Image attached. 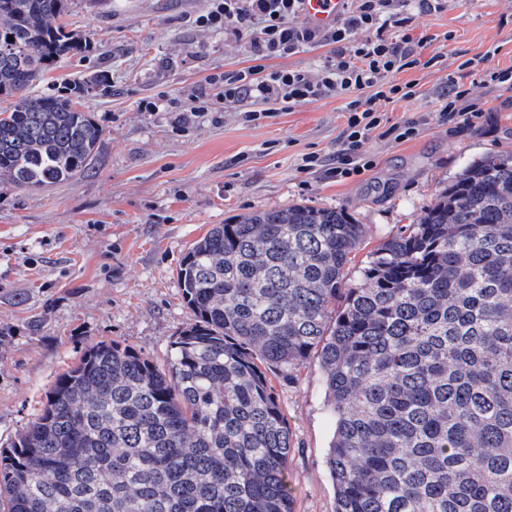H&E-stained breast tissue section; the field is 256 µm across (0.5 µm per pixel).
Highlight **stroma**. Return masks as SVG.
I'll return each mask as SVG.
<instances>
[{
    "mask_svg": "<svg viewBox=\"0 0 512 512\" xmlns=\"http://www.w3.org/2000/svg\"><path fill=\"white\" fill-rule=\"evenodd\" d=\"M69 27L91 52L62 60L39 83L62 88L102 72L110 86L85 98L104 131L86 174L41 190L0 184V448L42 410L59 375L85 349L117 342L164 366L169 346L193 321L179 285L180 261L214 225L255 209L296 203L346 210L364 226L351 269L358 282L377 248L473 161L512 152V90L482 83L489 67L512 65V0H447L414 9L411 35L441 65L395 74L420 96L380 105L389 122L420 123L398 142L373 133L376 162L362 175L306 172L303 155L335 162L345 100L327 96L257 123L230 108L192 113L213 74L253 66L248 48L198 22L208 0H67ZM473 65L461 69L460 64ZM456 75L485 110L439 122L441 95ZM269 377L292 435L288 482L294 512H335L327 466L335 422L320 360Z\"/></svg>",
    "mask_w": 512,
    "mask_h": 512,
    "instance_id": "35a3bbf8",
    "label": "stroma"
}]
</instances>
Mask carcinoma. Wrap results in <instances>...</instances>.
Masks as SVG:
<instances>
[{"mask_svg":"<svg viewBox=\"0 0 512 512\" xmlns=\"http://www.w3.org/2000/svg\"><path fill=\"white\" fill-rule=\"evenodd\" d=\"M66 0H0V183L85 173L84 92L35 91L89 51ZM364 227L295 204L216 224L178 269L195 317L165 369L90 346L0 448V512H293L266 372L319 354L336 512H512V154L470 164L346 286Z\"/></svg>","mask_w":512,"mask_h":512,"instance_id":"cac0c4a2","label":"carcinoma"}]
</instances>
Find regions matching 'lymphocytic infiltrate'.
I'll return each instance as SVG.
<instances>
[{"label":"lymphocytic infiltrate","instance_id":"f902f5d3","mask_svg":"<svg viewBox=\"0 0 512 512\" xmlns=\"http://www.w3.org/2000/svg\"><path fill=\"white\" fill-rule=\"evenodd\" d=\"M301 0H212L199 23L223 27L244 42L259 64L209 77L217 100L235 106L242 118L258 121L296 105L327 96L346 99L344 148L335 167L325 168L315 153L304 155L307 171L327 170L348 178L375 165L365 143L382 124L378 101L408 102L419 95L416 82H394L403 70L440 64V54L422 58L421 40L409 32L412 3L436 10L442 0H345L342 18L333 28L316 32L294 24ZM311 44L327 46L316 74L303 69L263 68L262 60L285 57Z\"/></svg>","mask_w":512,"mask_h":512}]
</instances>
